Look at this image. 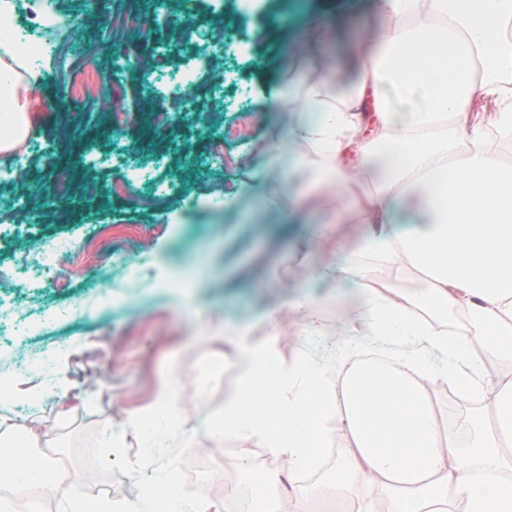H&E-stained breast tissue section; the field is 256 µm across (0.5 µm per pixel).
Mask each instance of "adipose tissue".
Instances as JSON below:
<instances>
[{
	"mask_svg": "<svg viewBox=\"0 0 512 512\" xmlns=\"http://www.w3.org/2000/svg\"><path fill=\"white\" fill-rule=\"evenodd\" d=\"M366 7L378 25L351 52V84L284 68L266 95L284 119L224 204L253 217L270 189L266 169L285 179L306 170L279 223L316 215L327 237L337 224L366 225L359 252L422 273L426 286L370 289L376 268L349 256L323 265L337 287L359 286V305L340 309L345 326L391 348L390 364L355 350L286 361L274 339L241 342V376L210 438L286 461L287 476L263 475L255 512H282L283 482L298 483L331 447L335 477L300 485L296 512L332 497L355 512H512V167L502 161L512 152V0ZM13 13L0 0V166L33 134L41 80L31 47L11 40ZM451 309L467 318L455 335L440 320ZM441 385L495 408L491 420L471 416L467 443L439 422Z\"/></svg>",
	"mask_w": 512,
	"mask_h": 512,
	"instance_id": "1",
	"label": "adipose tissue"
}]
</instances>
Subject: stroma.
<instances>
[{
	"mask_svg": "<svg viewBox=\"0 0 512 512\" xmlns=\"http://www.w3.org/2000/svg\"><path fill=\"white\" fill-rule=\"evenodd\" d=\"M299 0H107L114 21L108 46H100L89 0H58L77 25L64 35L67 55L43 63L42 103L37 130L25 154L28 181L0 178V265L20 264L45 241L80 245L84 264L66 285L29 282L27 276L0 282V307H22L0 335V417L15 426L40 429L39 444L75 429L107 421L121 427L156 402L169 359H177L178 405L194 449L215 463L216 489L209 499L223 504V486L241 485L257 494L260 472L244 476L247 451L223 457L212 446L206 424L222 415L224 400L239 377L232 320L251 321L264 337L259 315L279 314L277 347L282 358L305 353L331 358L351 347L376 350L367 336L341 331L335 306L314 333L298 330L286 300L298 294L328 298L327 284L308 270L329 256L337 242L355 246L361 228L340 226L337 239L311 232L298 244L293 224H240L223 215L219 198L233 192L247 166L259 162L270 133L263 91L285 64L287 45L296 44L307 71L328 66L345 86L349 69L338 58L312 55L323 37L316 26L300 30L287 15ZM224 10V40L231 50L215 52L207 13ZM156 17L157 26L134 31L122 19ZM267 23L268 37L247 43L251 24ZM155 68L136 74L140 60ZM103 84L91 100L59 98L88 62ZM193 73V95L173 101L166 123L145 114L165 99L175 75ZM120 102L115 120L110 106ZM71 118L68 147L58 169L44 168L41 146H58L59 116ZM245 135H237L239 125ZM224 144L223 161L211 149ZM71 176L58 191L57 170ZM125 182L123 194L111 192ZM198 200L186 211L187 200ZM112 282L111 307H98L103 280ZM25 352L34 363L49 360L67 372L62 383L40 375L16 378L12 361Z\"/></svg>",
	"mask_w": 512,
	"mask_h": 512,
	"instance_id": "obj_1",
	"label": "stroma"
}]
</instances>
